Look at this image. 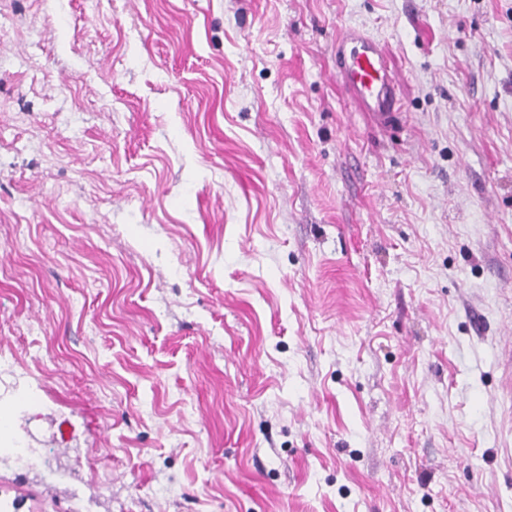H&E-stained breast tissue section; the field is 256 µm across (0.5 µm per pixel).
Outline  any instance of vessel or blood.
Listing matches in <instances>:
<instances>
[{
  "instance_id": "obj_1",
  "label": "vessel or blood",
  "mask_w": 512,
  "mask_h": 512,
  "mask_svg": "<svg viewBox=\"0 0 512 512\" xmlns=\"http://www.w3.org/2000/svg\"><path fill=\"white\" fill-rule=\"evenodd\" d=\"M336 63L344 91L360 110L379 125H392L400 97L379 40L358 28L342 29L336 40Z\"/></svg>"
}]
</instances>
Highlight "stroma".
Here are the masks:
<instances>
[{
  "label": "stroma",
  "mask_w": 512,
  "mask_h": 512,
  "mask_svg": "<svg viewBox=\"0 0 512 512\" xmlns=\"http://www.w3.org/2000/svg\"><path fill=\"white\" fill-rule=\"evenodd\" d=\"M0 403L12 512H512V0H0ZM336 63L342 88L360 110L379 125L391 126L400 97L379 40L364 30L343 28L336 40Z\"/></svg>",
  "instance_id": "35a3bbf8"
}]
</instances>
